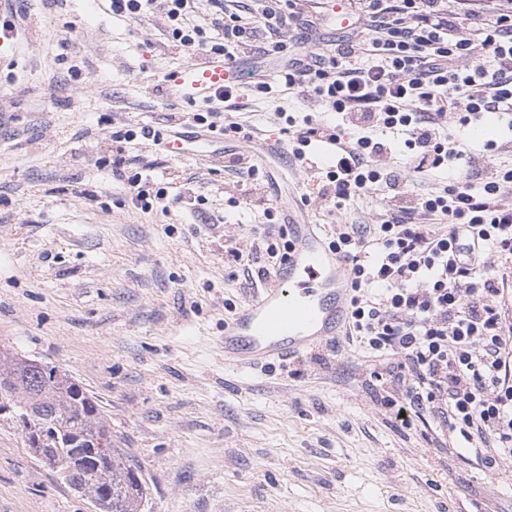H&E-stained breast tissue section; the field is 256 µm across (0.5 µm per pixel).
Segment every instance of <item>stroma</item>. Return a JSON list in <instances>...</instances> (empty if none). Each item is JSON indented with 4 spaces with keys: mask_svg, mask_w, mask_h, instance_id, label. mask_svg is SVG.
I'll list each match as a JSON object with an SVG mask.
<instances>
[{
    "mask_svg": "<svg viewBox=\"0 0 512 512\" xmlns=\"http://www.w3.org/2000/svg\"><path fill=\"white\" fill-rule=\"evenodd\" d=\"M24 8L21 36L0 41V349L59 367L93 396L114 447L142 467L144 512H512V461L485 467L428 414L401 426L385 403L393 388L347 337L256 368L224 363V324L258 293L224 250L250 259L265 207L326 239L382 222L376 193L331 209L292 161L279 115L352 126L307 95L241 92L224 119L254 137L224 147L264 178L225 172L202 140L177 155L141 141L131 153L154 183L193 202L135 210L112 176V133L187 111L155 86L203 53L171 48L158 11L130 20L107 0ZM306 17L328 45L366 24L338 4ZM482 128L465 138L475 188L512 166V123L494 115ZM0 512L96 510L0 421Z\"/></svg>",
    "mask_w": 512,
    "mask_h": 512,
    "instance_id": "35a3bbf8",
    "label": "stroma"
}]
</instances>
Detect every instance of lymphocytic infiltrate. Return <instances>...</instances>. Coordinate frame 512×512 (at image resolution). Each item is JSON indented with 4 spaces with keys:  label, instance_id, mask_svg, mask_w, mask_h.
<instances>
[{
    "label": "lymphocytic infiltrate",
    "instance_id": "obj_1",
    "mask_svg": "<svg viewBox=\"0 0 512 512\" xmlns=\"http://www.w3.org/2000/svg\"><path fill=\"white\" fill-rule=\"evenodd\" d=\"M108 2L116 15L165 13L167 39L181 52L205 46L203 27L190 21L194 0ZM298 2L262 0L261 11L244 16L227 0H210L222 40L209 49L232 59L265 31V55L285 61V90L313 93L357 127L350 140L309 115L286 119L291 155L303 168L315 166L312 145L331 146L320 167L321 194L331 207L346 209L374 191L385 201L382 223L344 230L329 242L350 266L349 334L395 386L388 405L402 425L425 411L485 464L511 460L512 207L501 194L512 184V168L493 170L472 189L471 155L440 120L454 112L465 128L488 113H512V0H482L462 16L444 0H360L368 16L363 36L305 52L281 37L296 24ZM478 50L485 64L468 65ZM391 130L406 134L399 172L377 163L391 149ZM155 132L143 125L112 134V175L125 185L127 202L145 213L164 204L168 190L132 171L126 152ZM439 171L451 174L442 189L416 190L421 175ZM263 216L252 229L253 263L242 268L251 281L278 271L291 248L278 209L265 208ZM489 252L499 272L481 269L478 260Z\"/></svg>",
    "mask_w": 512,
    "mask_h": 512
}]
</instances>
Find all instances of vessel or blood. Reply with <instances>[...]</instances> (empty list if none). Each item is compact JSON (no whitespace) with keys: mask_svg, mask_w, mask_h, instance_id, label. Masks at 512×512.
Wrapping results in <instances>:
<instances>
[{"mask_svg":"<svg viewBox=\"0 0 512 512\" xmlns=\"http://www.w3.org/2000/svg\"><path fill=\"white\" fill-rule=\"evenodd\" d=\"M230 64L214 55L166 75V98L194 104L215 101L224 92ZM263 292L224 325V361L257 367L289 359L341 335L347 312L348 268L329 249L315 225L292 227V248Z\"/></svg>","mask_w":512,"mask_h":512,"instance_id":"vessel-or-blood-1","label":"vessel or blood"}]
</instances>
